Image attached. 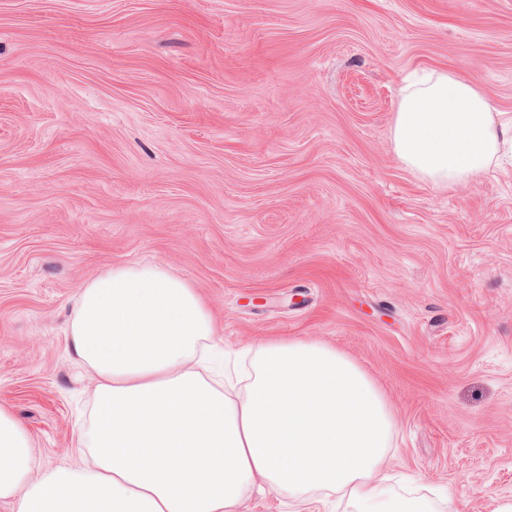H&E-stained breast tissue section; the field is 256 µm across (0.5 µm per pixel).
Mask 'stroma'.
Masks as SVG:
<instances>
[{
  "instance_id": "stroma-1",
  "label": "stroma",
  "mask_w": 512,
  "mask_h": 512,
  "mask_svg": "<svg viewBox=\"0 0 512 512\" xmlns=\"http://www.w3.org/2000/svg\"><path fill=\"white\" fill-rule=\"evenodd\" d=\"M512 116V0H0V403L76 467L81 284L186 279L215 372L271 339L351 356L395 415L399 494L512 500V155L438 188L397 157L409 78Z\"/></svg>"
}]
</instances>
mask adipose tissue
<instances>
[{
    "label": "adipose tissue",
    "instance_id": "1",
    "mask_svg": "<svg viewBox=\"0 0 512 512\" xmlns=\"http://www.w3.org/2000/svg\"><path fill=\"white\" fill-rule=\"evenodd\" d=\"M398 158L423 180H477L512 118L447 71L424 74L392 127ZM215 336L195 289L157 266H123L85 281L67 347L96 377L81 468L38 471L30 434L0 404V499L17 512H238L262 478L291 512H321L334 495L356 512H433L393 494L384 476L395 431L382 390L348 355L300 339L262 345L244 397L200 372Z\"/></svg>",
    "mask_w": 512,
    "mask_h": 512
}]
</instances>
